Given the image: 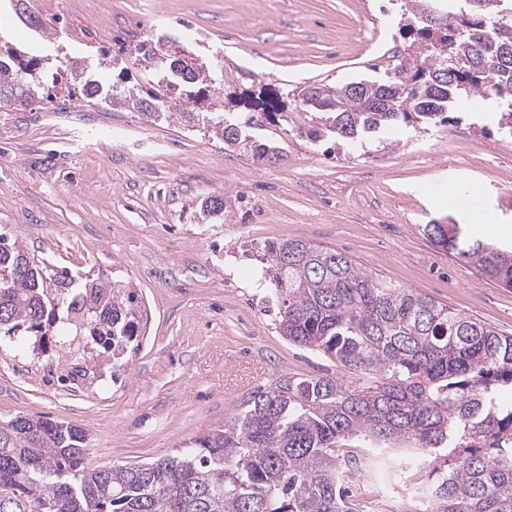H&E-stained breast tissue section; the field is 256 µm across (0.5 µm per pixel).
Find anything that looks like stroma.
<instances>
[{
	"mask_svg": "<svg viewBox=\"0 0 512 512\" xmlns=\"http://www.w3.org/2000/svg\"><path fill=\"white\" fill-rule=\"evenodd\" d=\"M50 42L0 0V41L28 54H115L150 29L167 32L237 90L375 80L403 49L398 0H27ZM0 108V233L72 273L129 282L148 313L120 378L92 357V382L68 381L71 355L0 334V420L44 415L79 426L97 465L148 462L223 427L248 394L280 376L329 370L282 338L256 286L250 249L280 239L335 248L512 336V289L436 251L423 224H462L512 250V138L469 102L454 121L350 150L312 141L304 114L276 127L284 160L225 151L178 122L68 98ZM480 192L498 232L472 222L449 190ZM239 198L203 218L211 195Z\"/></svg>",
	"mask_w": 512,
	"mask_h": 512,
	"instance_id": "stroma-1",
	"label": "stroma"
}]
</instances>
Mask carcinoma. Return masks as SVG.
<instances>
[{
	"label": "carcinoma",
	"mask_w": 512,
	"mask_h": 512,
	"mask_svg": "<svg viewBox=\"0 0 512 512\" xmlns=\"http://www.w3.org/2000/svg\"><path fill=\"white\" fill-rule=\"evenodd\" d=\"M445 28L423 21L433 0H410L399 33L406 55L389 57L384 78L309 84L278 91L260 86L225 93L222 112L199 105L218 81L161 59L158 38L121 49L117 62H93L57 49L28 56L0 47V102L34 103L54 59L69 71V96L103 108H128L147 118L178 116L186 126L224 142V149L276 162L284 148L258 131L288 120L285 100L305 114L308 136L354 144L415 132L448 121L459 100L477 98L512 136V0L488 14L473 0H444ZM16 14L50 34L16 0ZM147 85H128L130 68ZM453 77L439 81V72ZM249 110L238 116L239 105ZM211 196L206 211L235 206ZM440 251L476 266L489 281L512 289V252L471 238L460 224H426ZM258 287L278 308L279 334L319 354L336 372L279 377L243 400L224 428L177 446L153 462L94 465L86 431L42 415L0 422V512H362L340 476L348 449L382 456L427 455L431 480L418 512H512V406L498 394L512 388V336L435 299L363 270L348 255L300 239L261 247ZM137 295L103 274L58 271L0 234V331L52 336L71 347L88 336L101 353L123 348L144 324Z\"/></svg>",
	"instance_id": "cac0c4a2"
}]
</instances>
